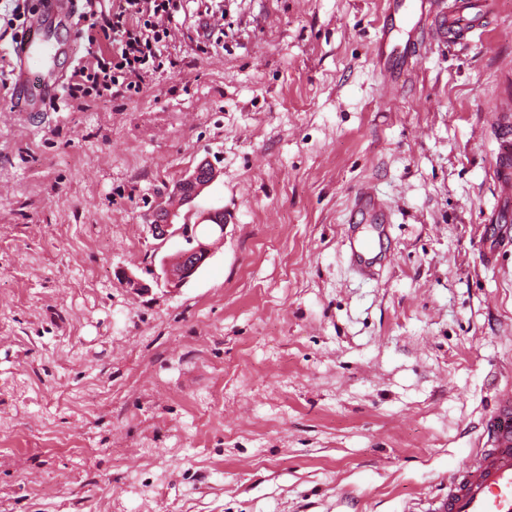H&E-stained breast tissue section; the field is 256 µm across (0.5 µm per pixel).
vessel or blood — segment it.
Listing matches in <instances>:
<instances>
[{
	"label": "vessel or blood",
	"mask_w": 512,
	"mask_h": 512,
	"mask_svg": "<svg viewBox=\"0 0 512 512\" xmlns=\"http://www.w3.org/2000/svg\"><path fill=\"white\" fill-rule=\"evenodd\" d=\"M389 22L377 37L380 69L395 83L405 82L423 36L470 42L483 37L478 0H450L447 11L431 13L429 0H387ZM75 0H49L48 12L28 17L25 33L11 49L12 92L24 111L43 112L55 98L58 76L49 62L59 52L53 31L72 19ZM496 179L504 199H512V148L502 147ZM392 212L370 186L353 199L345 247L350 266L367 279L379 275L386 260ZM485 441L448 475V493L429 512H512V395L498 399L484 430Z\"/></svg>",
	"instance_id": "1"
}]
</instances>
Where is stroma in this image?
Segmentation results:
<instances>
[{"instance_id": "stroma-1", "label": "stroma", "mask_w": 512, "mask_h": 512, "mask_svg": "<svg viewBox=\"0 0 512 512\" xmlns=\"http://www.w3.org/2000/svg\"><path fill=\"white\" fill-rule=\"evenodd\" d=\"M393 87L386 0H184L136 99L0 89V512H426L512 390V0ZM231 220L157 278L152 206L202 160ZM393 211L364 280L357 186ZM143 280L136 292L123 272ZM501 154L503 160L497 169L496 179L501 190V196L505 200H510L512 199V162L510 164V144L507 140L502 143Z\"/></svg>"}]
</instances>
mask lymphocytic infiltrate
<instances>
[{"instance_id":"obj_1","label":"lymphocytic infiltrate","mask_w":512,"mask_h":512,"mask_svg":"<svg viewBox=\"0 0 512 512\" xmlns=\"http://www.w3.org/2000/svg\"><path fill=\"white\" fill-rule=\"evenodd\" d=\"M181 0H84L77 25L86 58L64 88L69 105L120 94L134 99L168 60L171 25Z\"/></svg>"}]
</instances>
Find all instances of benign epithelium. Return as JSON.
Listing matches in <instances>:
<instances>
[{"label":"benign epithelium","mask_w":512,"mask_h":512,"mask_svg":"<svg viewBox=\"0 0 512 512\" xmlns=\"http://www.w3.org/2000/svg\"><path fill=\"white\" fill-rule=\"evenodd\" d=\"M216 177L215 165L203 160L193 172L185 175L170 192L169 203L159 204L155 219L149 224L151 234L164 246L174 237H183L184 226L173 223L180 207L191 204L195 196ZM210 248L197 237L189 241V247L179 248L161 259V271L168 284L179 288L192 279L210 257Z\"/></svg>","instance_id":"7a95c632"}]
</instances>
